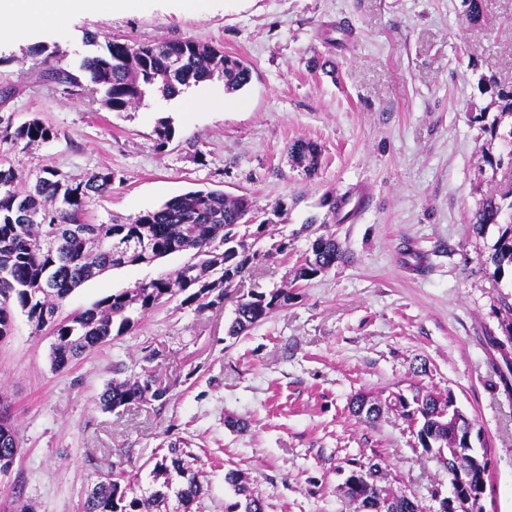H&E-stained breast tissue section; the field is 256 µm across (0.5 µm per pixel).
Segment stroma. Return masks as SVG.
Here are the masks:
<instances>
[{"label":"stroma","mask_w":512,"mask_h":512,"mask_svg":"<svg viewBox=\"0 0 512 512\" xmlns=\"http://www.w3.org/2000/svg\"><path fill=\"white\" fill-rule=\"evenodd\" d=\"M487 22L471 25L461 0H201L193 13L175 0L136 12L79 15L33 42L77 69L88 34L132 44L191 38L244 59L252 80L226 93L224 109L187 112L182 98H148L112 112L86 95L43 84L28 46L0 38V121L37 117L57 138L0 155L34 181L51 165L72 179L112 169L117 179L91 199L92 224L127 222L191 190L249 197L270 222L266 244L286 254L259 261L245 289L282 287L310 250L303 226L325 222L347 255L306 281L288 307L245 334L227 333L234 306L202 313L171 302L135 327L53 370L55 341L16 313L0 341V397L11 406L20 454L0 476V512H81L88 484L111 469L136 494L155 489L150 457L189 441L203 472L200 512H224L238 470L265 512H363L343 484L348 460L380 463L395 494L437 512L433 489L446 472L409 423L384 410L373 425L352 415L360 394L414 390L452 394L488 449L487 512H512V397L486 343L512 314L485 260L499 236L469 222L482 197L511 183L480 163L499 152L469 119L481 103L478 78L512 84V0H488ZM170 121L175 136L158 146ZM297 139L317 143L320 165L306 175L288 156ZM368 202H360L362 188ZM347 198L330 216L325 196ZM173 254L150 266L115 268L82 284L63 312L173 272ZM151 373L166 387L113 411L105 385Z\"/></svg>","instance_id":"1"}]
</instances>
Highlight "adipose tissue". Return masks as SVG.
<instances>
[{"mask_svg": "<svg viewBox=\"0 0 512 512\" xmlns=\"http://www.w3.org/2000/svg\"><path fill=\"white\" fill-rule=\"evenodd\" d=\"M148 0H0V37L26 43L39 29L82 14L109 15L146 7Z\"/></svg>", "mask_w": 512, "mask_h": 512, "instance_id": "ef3b65f1", "label": "adipose tissue"}]
</instances>
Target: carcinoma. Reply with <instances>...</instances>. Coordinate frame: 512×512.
Here are the masks:
<instances>
[{"instance_id": "cac0c4a2", "label": "carcinoma", "mask_w": 512, "mask_h": 512, "mask_svg": "<svg viewBox=\"0 0 512 512\" xmlns=\"http://www.w3.org/2000/svg\"><path fill=\"white\" fill-rule=\"evenodd\" d=\"M464 18L476 24L486 16L485 0H462ZM94 47L73 73L62 58L45 70L42 80L99 96L113 112H126L141 105L147 96L169 99L190 81L219 78L232 93L250 83V67L240 58L218 47L183 39L163 43L130 44L113 37L105 45L97 34L86 37ZM490 102L470 114V121L492 140H499L502 151L482 152L481 160L497 171L512 169V86L505 87L493 76H481ZM496 111L490 123L486 115ZM57 132L34 117L16 128L0 129V142L26 147L49 141ZM291 161L314 173L319 165L317 144L298 139L288 147ZM18 173L7 159H0V340L13 329L14 308L18 307L35 330L49 329L55 342L51 352L54 369L63 371L70 364L112 340L113 333L132 329L133 315L149 311L182 297L181 304L201 313L218 306L243 281L253 264L288 251V242L270 248L263 246L266 222L253 225L252 202L245 196L232 197L220 190H193L168 200L161 207L147 210L125 223L89 224L84 219L86 203L112 189V170L97 172L85 180L73 181L54 166H45L42 175L26 189L18 187ZM469 223L480 234L488 224L500 225V235L486 262L493 275L512 273V188L484 196ZM184 253L188 260L173 273L137 283L135 288L107 296L92 306L60 316V307L83 283L110 268L149 266L161 258ZM344 259V252L329 234H320L311 244V255L295 269L292 285L325 274ZM296 297L293 288L269 292L251 290L235 300L234 318L228 335L239 336L264 322L270 314L288 306ZM503 337L489 335V345L500 353L502 363L495 367L504 390L512 393V322L501 325ZM162 400L166 389L156 385L153 376L114 380L106 385L99 400L103 409L114 410L137 404L146 398ZM388 401L399 414L417 426V438L424 448H434L436 462L448 469V449L466 447L465 435L457 420L473 421L460 410L453 398L430 392L407 397L398 392ZM351 412L365 423L374 422L380 408L358 397ZM19 452L13 427L0 432V475L11 472ZM154 478L162 477V488L147 497L134 494L131 484L112 473L98 476L87 489L82 512H167L172 476L181 479L178 501L189 509L202 494L200 471L187 460L183 442L167 445V451L150 459ZM359 472L348 486L349 498L366 512H410L406 497L394 495L385 481L384 469L377 463L367 467L350 460ZM224 481L240 499L225 506L224 512H265L261 497L252 493L235 469L224 474Z\"/></svg>"}]
</instances>
